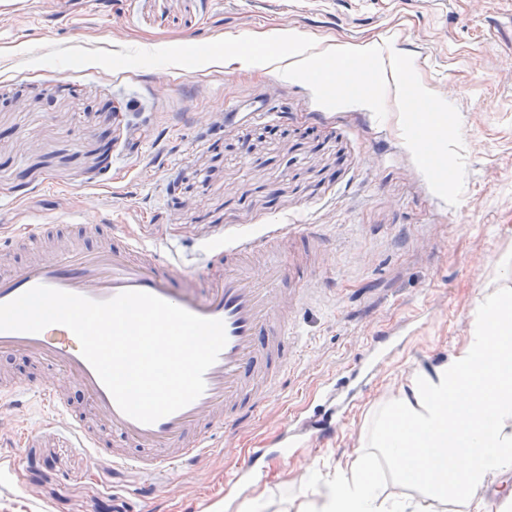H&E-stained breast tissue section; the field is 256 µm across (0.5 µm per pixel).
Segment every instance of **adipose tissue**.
<instances>
[{"label": "adipose tissue", "mask_w": 512, "mask_h": 512, "mask_svg": "<svg viewBox=\"0 0 512 512\" xmlns=\"http://www.w3.org/2000/svg\"><path fill=\"white\" fill-rule=\"evenodd\" d=\"M463 346L449 361L414 371L365 427L363 452L332 479L312 474L299 499L258 495L238 512H485L488 476L512 470V290L482 295ZM386 459L405 493H385Z\"/></svg>", "instance_id": "ef3b65f1"}]
</instances>
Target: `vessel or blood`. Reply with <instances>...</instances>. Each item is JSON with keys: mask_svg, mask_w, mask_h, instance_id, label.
<instances>
[{"mask_svg": "<svg viewBox=\"0 0 512 512\" xmlns=\"http://www.w3.org/2000/svg\"><path fill=\"white\" fill-rule=\"evenodd\" d=\"M285 235L283 226L274 225L260 237L244 236L225 243L213 252L224 263L223 276L182 289L172 285L180 268L175 254L131 235L92 251L62 242L49 255L25 266L0 267V304L37 285L96 301L139 291L196 316L223 322L227 342L204 375L203 393L154 423H140L118 407L82 356L77 338L64 326L53 325L38 333L0 331V355H24L55 370L54 378L35 383L31 389L47 394L51 412L68 415L73 433L91 448L93 457L104 456L113 465L142 471L192 464L209 454L217 435L240 428L254 417L288 370L291 315L277 296L281 285L296 276L300 263L297 256L275 250V241ZM408 333L402 327L374 339L352 368L319 390L320 405L312 415L302 417V424L332 428L337 391L351 383L367 387L378 354ZM73 392L85 400L87 414L73 411L69 398ZM89 415L112 427L118 445L102 448L85 422ZM264 455V449H251L247 461L226 480L225 496L243 487Z\"/></svg>", "mask_w": 512, "mask_h": 512, "instance_id": "obj_1", "label": "vessel or blood"}]
</instances>
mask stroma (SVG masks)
Returning <instances> with one entry per match:
<instances>
[{
	"mask_svg": "<svg viewBox=\"0 0 512 512\" xmlns=\"http://www.w3.org/2000/svg\"><path fill=\"white\" fill-rule=\"evenodd\" d=\"M290 35L309 53L379 46L382 61L364 63L374 100L334 92L318 66L295 78L263 64ZM247 39L259 64L226 62ZM207 52L221 62L199 64ZM401 86L426 89L458 183L407 147ZM259 94L265 112L248 113ZM64 213L178 248L177 288L210 250L273 224L320 225L326 242L288 374L250 427L148 474L91 460L67 417L29 395L0 406V458L14 461L0 512H227L224 481L254 448L270 451L254 489L298 493L356 455L416 369L447 362L484 292L512 289L498 265L512 255V0H19L0 10V230ZM413 317L335 433L282 459L283 429L322 384Z\"/></svg>",
	"mask_w": 512,
	"mask_h": 512,
	"instance_id": "stroma-1",
	"label": "stroma"
}]
</instances>
